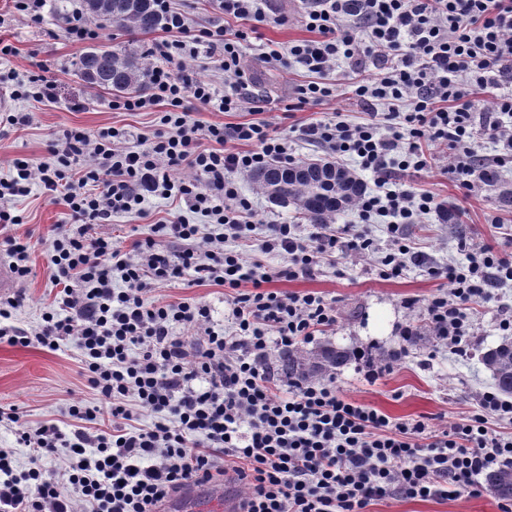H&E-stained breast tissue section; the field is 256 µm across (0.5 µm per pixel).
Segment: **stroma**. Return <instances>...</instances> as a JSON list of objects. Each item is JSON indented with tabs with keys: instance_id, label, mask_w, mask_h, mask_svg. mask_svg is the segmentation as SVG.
<instances>
[{
	"instance_id": "stroma-1",
	"label": "stroma",
	"mask_w": 512,
	"mask_h": 512,
	"mask_svg": "<svg viewBox=\"0 0 512 512\" xmlns=\"http://www.w3.org/2000/svg\"><path fill=\"white\" fill-rule=\"evenodd\" d=\"M68 0H50L42 23L26 24L11 20V0H0V38L16 47V54L0 58V72L24 81L38 70L41 63L61 64L57 96L54 102L38 104L24 99H9L12 112L32 113L31 123L23 128L0 126V178L7 176L13 159L24 157L40 162L47 155V144L60 127H78L99 134L109 127H124L134 134L152 136L156 129V112H125L112 107L113 95L107 89L87 84L74 73V64L85 47L66 41L62 36L63 15ZM273 14L286 16V25H262L260 31L268 43L281 46L308 38L302 21L301 0H270ZM245 64L252 75L253 86L263 99L264 119L272 126L288 131L290 152L299 160L323 157L322 146L299 139L297 127L342 116L363 121L359 106L344 92L319 105H308L287 111L286 105L296 84L304 81L295 63L272 67L263 63L254 45L245 47ZM406 186L415 192L435 196L457 213V223H449L436 214L421 216L418 223L406 225L405 234L418 242L425 261L407 267L389 280L380 279L371 259H341L338 267H322L314 276L270 283L273 291L303 293L313 291L335 303L339 319L333 330L317 336L316 345L326 343L341 348H364L372 353L385 372L376 384L361 382L356 361H349L334 376L344 396L375 407L398 421L421 420L429 429L442 431L461 418L478 410L480 395L494 391L489 370L483 365L484 352L501 343L498 318L512 310V282L495 286L487 302L477 308L474 332L468 341V352L459 356L434 336L425 335L406 344L399 338V328L409 322L424 324L425 299L441 288V280L429 273L434 264L460 256V242L472 246L492 245L501 249L512 246V206L503 207L496 194L488 189L466 197L457 189L447 161H437L432 168L414 174ZM243 191L254 202L261 221L250 236L260 243L267 234V222L296 225L301 235L315 233L316 225L297 218L293 208L269 202L251 180H244ZM22 223L0 231V266L9 258L3 241L6 236L28 237L31 241L30 262L33 276L25 283H13L10 295L22 297L16 312L18 326L34 329L44 303L53 299L56 288L48 268V246L58 225L67 223V207L32 192L16 204ZM149 217L131 214L112 218V234L121 246L136 239L152 236L154 223L166 218L171 206L167 200L150 199ZM224 287L202 285L188 287L180 283L164 284L156 295L162 301L177 303L187 298L209 302L212 321L228 322L229 307L224 301ZM414 307H407V300ZM92 407L95 393L86 385L80 369L79 349L75 340L61 342L59 349L37 345L23 347L0 343V411L15 408L23 412L28 425L62 421V413L73 401ZM499 499L489 485H482L477 495L458 498L388 499L370 506L369 512H500Z\"/></svg>"
}]
</instances>
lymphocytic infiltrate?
Returning <instances> with one entry per match:
<instances>
[{"instance_id": "1", "label": "lymphocytic infiltrate", "mask_w": 512, "mask_h": 512, "mask_svg": "<svg viewBox=\"0 0 512 512\" xmlns=\"http://www.w3.org/2000/svg\"><path fill=\"white\" fill-rule=\"evenodd\" d=\"M217 2L225 22L205 29L174 0L154 2L164 35L146 51L149 91L112 102L126 112L160 108L152 138L132 146L123 128L94 136L65 127L46 161L14 159L0 178V225L22 223L16 200L36 187L63 201L70 216L49 245L53 301L27 331L12 323L20 298L0 297V342L54 350L75 339L98 397L93 407L68 406L67 433L0 411L28 451L20 471L14 450L0 448V512H158L182 489L229 471L244 486L242 512H367L388 498L476 493L490 469L512 463V435L488 426L494 417L512 421V401L483 393L478 413L426 443L424 421L399 422L346 399L334 380H282L273 355L335 326L336 307L268 285L337 266L343 254L374 256L380 277L399 276L422 259L402 225L441 205L394 187L396 177L443 157L468 195L483 186L484 169L512 164V0H306L310 38L263 44L261 56L269 64L293 60L308 74L294 88L300 108L328 100L334 89L325 77L345 63L365 121L321 120L302 134L335 164L350 160L371 173L374 187L354 203L361 228L325 224L305 237L295 225L271 224L254 248L246 233L257 213L238 178L293 156L265 119L204 126L185 105L190 98L213 112H237L252 101L243 45L270 22L269 0ZM198 59L223 71V87L188 70ZM488 90L492 105L478 107L476 94ZM481 137L499 146L492 159L478 154ZM180 170L190 178H177ZM152 197L180 206L155 226L164 242L146 238L122 250L109 230L113 215L148 217ZM190 212L202 223H190ZM376 220L389 234L383 249L368 229ZM462 252L432 267L448 289L426 304L435 335L459 355L475 305L491 287L512 282V255L490 245ZM271 254L286 266L270 267ZM188 277L229 288V329L214 328L204 301L156 299L158 285ZM178 325L203 331L201 344L187 349ZM141 408L156 421L140 424ZM104 419L109 430L89 431Z\"/></svg>"}]
</instances>
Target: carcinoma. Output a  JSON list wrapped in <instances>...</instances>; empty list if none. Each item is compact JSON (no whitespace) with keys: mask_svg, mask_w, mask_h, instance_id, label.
Wrapping results in <instances>:
<instances>
[{"mask_svg":"<svg viewBox=\"0 0 512 512\" xmlns=\"http://www.w3.org/2000/svg\"><path fill=\"white\" fill-rule=\"evenodd\" d=\"M86 12L100 19L105 26L140 32L154 31L161 26L153 0H84ZM75 72L84 81L103 87L115 94H131L146 83L147 70L139 63L137 52L113 49L106 45L90 47L75 62ZM280 167L276 161L252 175V181L272 203L295 208L311 224H324L337 212L349 208L363 189L362 182L352 173L349 184H336L328 189L314 181H288L270 176ZM511 343H502L486 351L482 362L491 372L495 386L504 396H512V356L504 354ZM352 352L331 344L310 353L293 351L283 356L281 370L290 378L311 377L339 370L351 358ZM488 484L502 497L512 495V464L496 469L487 476Z\"/></svg>","mask_w":512,"mask_h":512,"instance_id":"obj_1","label":"carcinoma"}]
</instances>
